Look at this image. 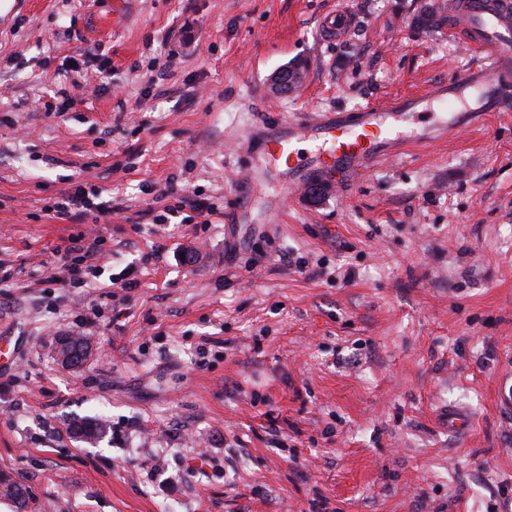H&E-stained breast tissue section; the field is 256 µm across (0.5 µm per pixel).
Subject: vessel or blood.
I'll list each match as a JSON object with an SVG mask.
<instances>
[{
  "label": "vessel or blood",
  "mask_w": 512,
  "mask_h": 512,
  "mask_svg": "<svg viewBox=\"0 0 512 512\" xmlns=\"http://www.w3.org/2000/svg\"><path fill=\"white\" fill-rule=\"evenodd\" d=\"M451 35L464 37L484 55L483 67L468 69L452 84L430 92L449 111L495 112L512 102V0H457L448 21ZM379 109L304 116L270 130L264 143L274 161L297 173L311 169L348 175L365 171L390 139L378 121Z\"/></svg>",
  "instance_id": "b4317fda"
}]
</instances>
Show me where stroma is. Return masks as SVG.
I'll use <instances>...</instances> for the list:
<instances>
[{"label":"stroma","mask_w":512,"mask_h":512,"mask_svg":"<svg viewBox=\"0 0 512 512\" xmlns=\"http://www.w3.org/2000/svg\"><path fill=\"white\" fill-rule=\"evenodd\" d=\"M436 2L0 9V262L18 271L0 282V469L34 504L512 512V110L449 136L439 104L387 115L398 144L315 198L285 194L261 148L269 127L481 63L419 25ZM336 12L351 26L329 40ZM77 58L84 100L65 110ZM299 60L300 87L271 94ZM76 184L111 215L55 218ZM90 229L101 274L50 281ZM66 333L91 344L80 367L57 360ZM96 416L101 442L67 433Z\"/></svg>","instance_id":"obj_1"}]
</instances>
